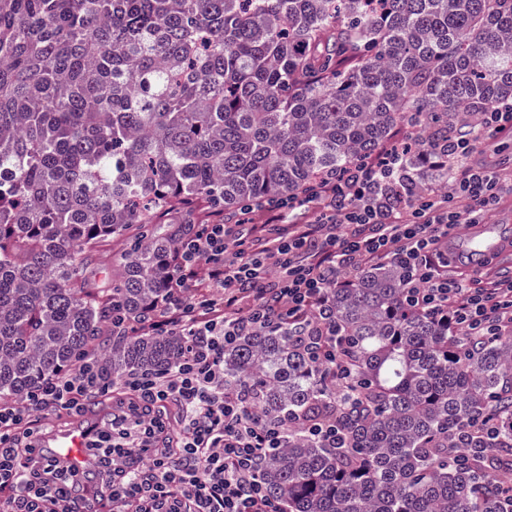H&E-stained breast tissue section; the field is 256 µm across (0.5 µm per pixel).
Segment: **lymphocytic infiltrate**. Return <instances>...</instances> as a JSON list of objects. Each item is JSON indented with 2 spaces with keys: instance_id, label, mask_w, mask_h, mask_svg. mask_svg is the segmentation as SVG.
<instances>
[{
  "instance_id": "f902f5d3",
  "label": "lymphocytic infiltrate",
  "mask_w": 512,
  "mask_h": 512,
  "mask_svg": "<svg viewBox=\"0 0 512 512\" xmlns=\"http://www.w3.org/2000/svg\"><path fill=\"white\" fill-rule=\"evenodd\" d=\"M512 133V105L483 113L478 130L448 140V194L405 206H373L370 192L397 172L392 146L345 172L322 178L307 200L321 224H200L182 241L158 309L116 318V337L134 331L179 330L188 344L175 366L107 382L94 359L50 376L23 403H0V512H80L79 494L97 476L113 512H284L266 494L260 470L270 449L288 439L287 421L248 407L224 383V346L244 331L288 320L304 326L317 360L328 361L329 388L360 401L346 382L350 370L336 354V326L327 291L349 285L362 268L396 262L405 269V301L447 320L475 339L512 334V279L456 280L443 273L440 242L459 224L478 223L499 197V180L469 163L482 135ZM208 274L199 277V266ZM115 395L112 414L87 445L78 470L47 460L34 413L82 415L91 396Z\"/></svg>"
}]
</instances>
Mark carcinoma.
I'll return each mask as SVG.
<instances>
[{"label":"carcinoma","mask_w":512,"mask_h":512,"mask_svg":"<svg viewBox=\"0 0 512 512\" xmlns=\"http://www.w3.org/2000/svg\"><path fill=\"white\" fill-rule=\"evenodd\" d=\"M512 101V0H0V400L86 355L162 372L178 332L96 336L167 292L192 224L300 199L401 135L396 206L448 187V136ZM182 218L180 226L167 223ZM138 236L103 296L96 244ZM406 272L328 291L362 403L342 412L304 330L224 346V384L296 427L261 479L288 512H512V336L475 345L409 308ZM336 419L331 445L304 422ZM484 448L479 456L472 449Z\"/></svg>","instance_id":"obj_1"}]
</instances>
